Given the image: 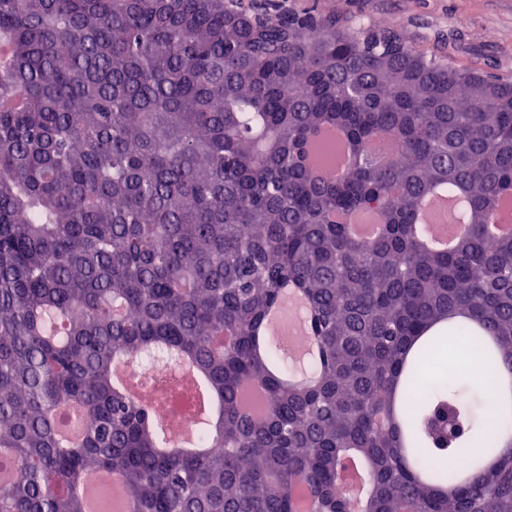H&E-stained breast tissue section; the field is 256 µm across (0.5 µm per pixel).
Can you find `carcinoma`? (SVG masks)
Listing matches in <instances>:
<instances>
[{
	"mask_svg": "<svg viewBox=\"0 0 512 512\" xmlns=\"http://www.w3.org/2000/svg\"><path fill=\"white\" fill-rule=\"evenodd\" d=\"M1 45L0 512H86L90 472L125 512H351L349 458L359 512H512V235L492 230L512 221V81L392 26L236 0H0ZM329 128L334 179L303 157L331 159ZM437 189L466 197L448 251L419 232ZM365 211L371 240L347 221ZM286 283L319 364L256 346ZM452 341L481 378L437 364ZM132 363L198 374L215 413L194 450L118 388Z\"/></svg>",
	"mask_w": 512,
	"mask_h": 512,
	"instance_id": "carcinoma-1",
	"label": "carcinoma"
}]
</instances>
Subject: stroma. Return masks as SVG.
<instances>
[{"label": "stroma", "mask_w": 512, "mask_h": 512, "mask_svg": "<svg viewBox=\"0 0 512 512\" xmlns=\"http://www.w3.org/2000/svg\"><path fill=\"white\" fill-rule=\"evenodd\" d=\"M278 11L336 14L395 24L416 50L459 43L456 61L483 74L512 78V0H274Z\"/></svg>", "instance_id": "35a3bbf8"}]
</instances>
